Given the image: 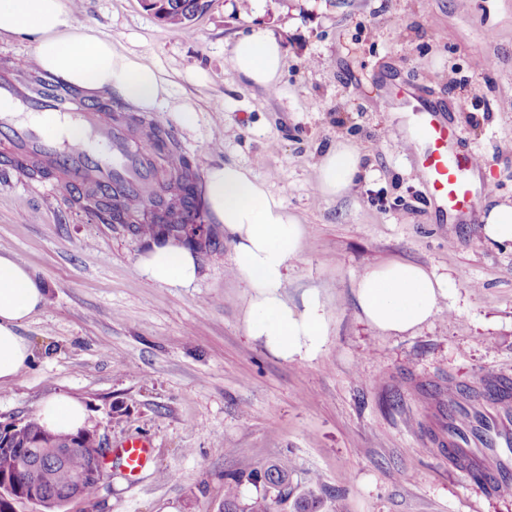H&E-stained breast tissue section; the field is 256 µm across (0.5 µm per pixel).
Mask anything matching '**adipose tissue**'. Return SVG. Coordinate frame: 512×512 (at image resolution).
<instances>
[{"instance_id": "1", "label": "adipose tissue", "mask_w": 512, "mask_h": 512, "mask_svg": "<svg viewBox=\"0 0 512 512\" xmlns=\"http://www.w3.org/2000/svg\"><path fill=\"white\" fill-rule=\"evenodd\" d=\"M0 30L32 38L38 67L69 85L105 90L147 111L169 95V83L154 64L117 42L75 33L64 0H0ZM231 62L237 75L255 86L270 88L282 78L281 45L261 26L234 42ZM360 171L357 148L337 142L319 162L317 188L325 196H343ZM204 200L211 219L231 238L237 268L249 288L243 317L246 335L287 362L316 358L328 339L320 294L309 290L296 304L285 293L288 264L299 257L306 236L299 216L252 169L237 163L207 169ZM138 272L155 284L188 285L197 280L199 266L189 248L159 241L141 255ZM453 286L451 278L394 261L362 273L354 293L371 327L397 335L427 322ZM47 294L25 263L0 253V386L15 382L33 361L34 348L20 328L44 308ZM37 417L55 434L74 433L87 425L83 404L63 394L43 400Z\"/></svg>"}]
</instances>
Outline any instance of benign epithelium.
<instances>
[{"mask_svg":"<svg viewBox=\"0 0 512 512\" xmlns=\"http://www.w3.org/2000/svg\"><path fill=\"white\" fill-rule=\"evenodd\" d=\"M210 234V226L200 218L180 221L179 229L167 236V239L177 244H194L201 246ZM100 447L90 449V476L97 484H102L106 477L104 459L107 458L108 447L106 439L99 438ZM73 448H46L44 453L49 455L53 467L67 465ZM19 472L15 476H0V508L13 512V503L27 502L35 506L37 512H57V508L83 499L81 485H72L60 492H49L47 488L52 483L51 468L32 459L30 449L18 450Z\"/></svg>","mask_w":512,"mask_h":512,"instance_id":"obj_1","label":"benign epithelium"}]
</instances>
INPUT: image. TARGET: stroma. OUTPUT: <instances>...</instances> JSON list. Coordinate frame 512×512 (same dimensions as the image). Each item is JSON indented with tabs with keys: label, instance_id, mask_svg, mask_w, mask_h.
<instances>
[{
	"label": "stroma",
	"instance_id": "obj_1",
	"mask_svg": "<svg viewBox=\"0 0 512 512\" xmlns=\"http://www.w3.org/2000/svg\"><path fill=\"white\" fill-rule=\"evenodd\" d=\"M64 2L75 26L145 56L170 83L158 108L116 98L114 113L166 130L197 178L218 163L251 168L301 218L286 294L317 289L329 336L312 361L276 358L244 332L247 288L223 225L195 282L151 283L137 271L145 241L83 212L55 176L27 175L0 142V253L49 295L20 329L35 358L0 388V422L66 394L109 447L152 444L142 474L108 462L95 504L63 512H220L225 478L277 460L296 483L319 477L325 512H512V494L488 478L512 459V399L487 398L512 388V243L428 199L410 114L385 105L404 88L449 113L460 150L477 151L491 177L480 208L512 204V0H209L186 27L141 0ZM255 24L283 43L279 88L231 66ZM340 140L357 147L362 174L324 197L317 167ZM391 261L456 281L429 321L396 336L368 325L354 294L364 270ZM452 389L467 396L453 417ZM477 420L494 442L465 475L448 428Z\"/></svg>",
	"mask_w": 512,
	"mask_h": 512
}]
</instances>
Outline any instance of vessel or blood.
<instances>
[{
	"label": "vessel or blood",
	"instance_id": "vessel-or-blood-1",
	"mask_svg": "<svg viewBox=\"0 0 512 512\" xmlns=\"http://www.w3.org/2000/svg\"><path fill=\"white\" fill-rule=\"evenodd\" d=\"M24 111L53 113L79 128L80 134L47 135L40 127L17 121V113ZM415 112L418 138L412 147L421 155L430 192L449 211L474 207L471 175L479 166L476 155L455 152V130L441 112L422 104ZM0 134L14 154L41 162L66 186L94 182L119 191L125 202L134 204L155 181L153 143L145 129H132L89 104L57 98L43 86L22 84L10 72L0 74ZM97 144L103 146V153L94 152ZM113 454L134 476L148 465L150 444L144 439L125 443Z\"/></svg>",
	"mask_w": 512,
	"mask_h": 512
}]
</instances>
